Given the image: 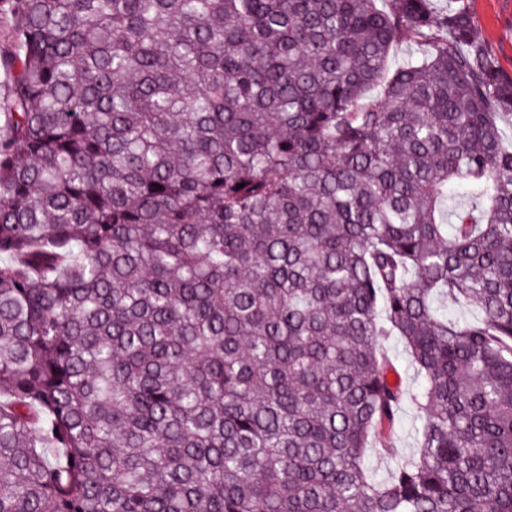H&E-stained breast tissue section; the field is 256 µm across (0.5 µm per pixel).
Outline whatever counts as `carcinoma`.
<instances>
[{"label":"carcinoma","instance_id":"carcinoma-1","mask_svg":"<svg viewBox=\"0 0 512 512\" xmlns=\"http://www.w3.org/2000/svg\"><path fill=\"white\" fill-rule=\"evenodd\" d=\"M456 2L10 0L0 512H512V77ZM387 352L396 372L400 376L399 385L403 389V399L395 425L396 455L388 454L383 448L370 447L366 455V465L377 480H387L398 462L411 456L416 449L417 432L420 426L419 413L412 400V394L419 386L409 358L399 337L391 336L386 343Z\"/></svg>","mask_w":512,"mask_h":512}]
</instances>
